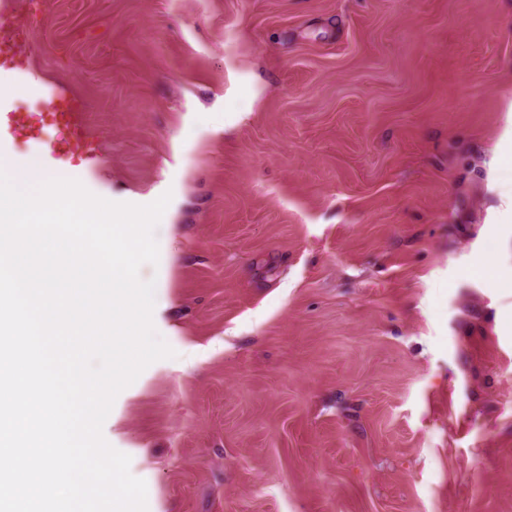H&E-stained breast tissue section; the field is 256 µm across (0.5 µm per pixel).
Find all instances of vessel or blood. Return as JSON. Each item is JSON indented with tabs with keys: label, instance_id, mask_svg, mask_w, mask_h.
Here are the masks:
<instances>
[{
	"label": "vessel or blood",
	"instance_id": "1",
	"mask_svg": "<svg viewBox=\"0 0 512 512\" xmlns=\"http://www.w3.org/2000/svg\"><path fill=\"white\" fill-rule=\"evenodd\" d=\"M24 40L21 29L0 18V70H8L18 75H27L30 65L19 57L17 48ZM47 103L52 109L53 121L61 129V137L46 143L48 163L72 156L75 151H82L84 167L74 171L73 177L84 180L86 173L92 172L98 164V156L93 147L92 136L84 121V102L62 85H48ZM24 137L32 141H41V131L30 124L27 116L19 112L0 113V158L5 159L12 168L18 169L22 161L10 148L11 140ZM43 141V140H42Z\"/></svg>",
	"mask_w": 512,
	"mask_h": 512
}]
</instances>
